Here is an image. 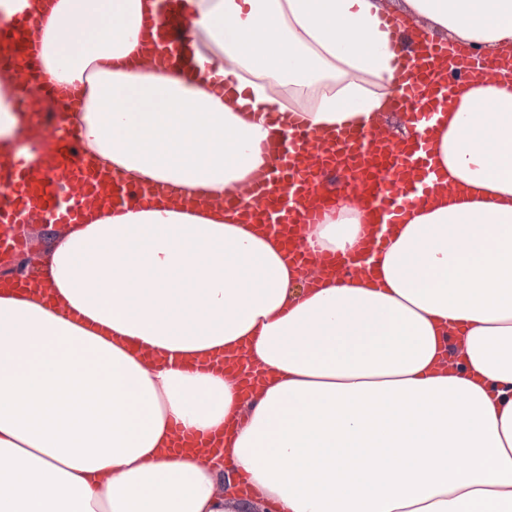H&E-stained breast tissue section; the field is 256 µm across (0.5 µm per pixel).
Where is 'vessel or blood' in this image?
<instances>
[{
  "instance_id": "vessel-or-blood-1",
  "label": "vessel or blood",
  "mask_w": 512,
  "mask_h": 512,
  "mask_svg": "<svg viewBox=\"0 0 512 512\" xmlns=\"http://www.w3.org/2000/svg\"><path fill=\"white\" fill-rule=\"evenodd\" d=\"M192 10L193 0H158L163 34L141 68H150L155 60L170 67L185 65L182 50L193 40L187 24ZM36 30L35 15L25 10L9 22H0V83L25 81L37 99L61 111L59 117L42 122L43 143L35 158L0 159V260L6 262L22 259L30 251L28 226L80 223L93 198L129 208L149 196L147 188L127 178L78 163L81 136L63 115L79 110L80 89L44 75L30 48ZM395 66L402 79L392 107L406 114V134L395 137L349 126L328 137L301 123L296 113H264L265 125L279 130L278 137L261 145L267 163L224 198L225 207L240 218L263 224L270 235L287 244L302 285L310 284L315 270L355 275L370 257L364 244L345 254H315L307 248L312 227L324 223L336 196L347 195L361 213L366 240L380 241L413 206L433 195L439 174L430 163V153L440 106L454 87L474 78H496L501 62L485 53L461 63L449 56L447 43L437 42L422 52L397 54Z\"/></svg>"
}]
</instances>
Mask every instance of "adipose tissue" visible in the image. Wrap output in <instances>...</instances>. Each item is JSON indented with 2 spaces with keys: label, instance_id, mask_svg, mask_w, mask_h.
I'll return each instance as SVG.
<instances>
[{
  "label": "adipose tissue",
  "instance_id": "obj_1",
  "mask_svg": "<svg viewBox=\"0 0 512 512\" xmlns=\"http://www.w3.org/2000/svg\"><path fill=\"white\" fill-rule=\"evenodd\" d=\"M157 0H56L33 50L93 166L220 196L263 164L255 121L377 130L399 81L383 0H195L206 77L138 70ZM406 52L512 58V0H403ZM99 30L76 45L77 30ZM0 85V158L37 138ZM432 157L452 193L410 210L369 273L301 288L223 206L100 208L43 253L48 294L0 289V512H512V73L460 89ZM361 233L339 203L310 247ZM247 351L255 397L193 370ZM242 416L224 463L172 450ZM228 492L220 496L218 485Z\"/></svg>",
  "mask_w": 512,
  "mask_h": 512
}]
</instances>
